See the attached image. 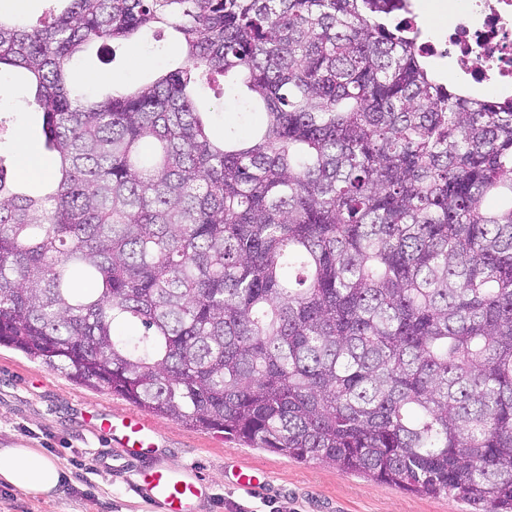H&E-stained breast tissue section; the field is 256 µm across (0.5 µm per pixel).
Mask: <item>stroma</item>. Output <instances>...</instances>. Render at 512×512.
I'll use <instances>...</instances> for the list:
<instances>
[{
    "label": "stroma",
    "mask_w": 512,
    "mask_h": 512,
    "mask_svg": "<svg viewBox=\"0 0 512 512\" xmlns=\"http://www.w3.org/2000/svg\"><path fill=\"white\" fill-rule=\"evenodd\" d=\"M176 52L169 36L150 35L136 49L121 51L114 70L124 80L163 71ZM26 88L13 81L0 91V155L10 174H17L13 149L17 133L36 155H43V137L36 113L24 108ZM215 136L232 128L246 137L264 120L261 111L243 105L232 92L212 102ZM132 405L111 391L70 380L60 372L0 345V448L43 449L68 479L52 499L0 487V512H157L135 492L131 470L116 471L119 448L96 432L88 417L131 411ZM171 466L196 469L209 483L204 512H469L467 504L440 495L404 492L364 476L345 473L315 461L297 462L261 448H251L219 434L171 419L150 416ZM233 466L263 469L264 490L241 488L224 480Z\"/></svg>",
    "instance_id": "obj_1"
}]
</instances>
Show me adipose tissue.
Masks as SVG:
<instances>
[{"label": "adipose tissue", "instance_id": "ef3b65f1", "mask_svg": "<svg viewBox=\"0 0 512 512\" xmlns=\"http://www.w3.org/2000/svg\"><path fill=\"white\" fill-rule=\"evenodd\" d=\"M66 479L65 471L39 448H0V484L50 499Z\"/></svg>", "mask_w": 512, "mask_h": 512}]
</instances>
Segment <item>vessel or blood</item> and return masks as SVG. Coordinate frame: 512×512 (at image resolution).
<instances>
[{
    "instance_id": "vessel-or-blood-1",
    "label": "vessel or blood",
    "mask_w": 512,
    "mask_h": 512,
    "mask_svg": "<svg viewBox=\"0 0 512 512\" xmlns=\"http://www.w3.org/2000/svg\"><path fill=\"white\" fill-rule=\"evenodd\" d=\"M100 429L125 448L124 463L134 467V487L143 501L159 507L161 512H199L209 496V485L196 470L147 461V451L159 444L152 424L140 415L126 413L102 421ZM230 481L236 486L257 490L265 485L266 475L239 466L232 470Z\"/></svg>"
}]
</instances>
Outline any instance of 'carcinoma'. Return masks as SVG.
Here are the masks:
<instances>
[{
    "label": "carcinoma",
    "mask_w": 512,
    "mask_h": 512,
    "mask_svg": "<svg viewBox=\"0 0 512 512\" xmlns=\"http://www.w3.org/2000/svg\"><path fill=\"white\" fill-rule=\"evenodd\" d=\"M0 11L54 176L0 164V344L133 405L471 512H512V98L439 83L408 0ZM167 29L182 61L100 97ZM243 75L265 125L210 132Z\"/></svg>",
    "instance_id": "carcinoma-1"
}]
</instances>
